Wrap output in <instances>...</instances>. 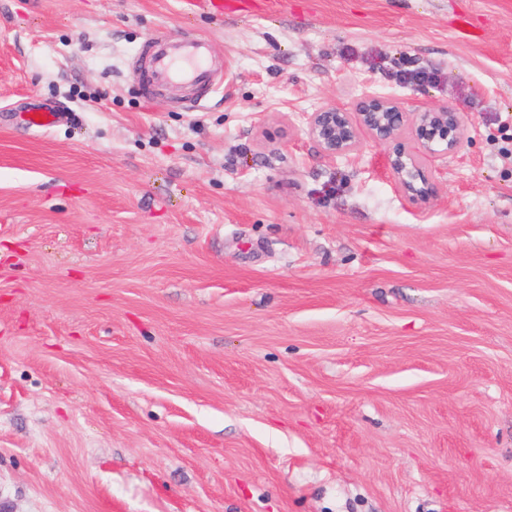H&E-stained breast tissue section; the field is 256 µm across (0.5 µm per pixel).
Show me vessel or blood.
<instances>
[{
    "mask_svg": "<svg viewBox=\"0 0 512 512\" xmlns=\"http://www.w3.org/2000/svg\"><path fill=\"white\" fill-rule=\"evenodd\" d=\"M211 47L207 39L194 35H174L167 28L155 29L145 40L139 75L144 98L172 89L189 90L183 108L192 109L207 101L222 87L210 67Z\"/></svg>",
    "mask_w": 512,
    "mask_h": 512,
    "instance_id": "b4317fda",
    "label": "vessel or blood"
}]
</instances>
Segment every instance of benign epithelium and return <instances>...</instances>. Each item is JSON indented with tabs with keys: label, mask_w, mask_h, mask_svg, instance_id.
Listing matches in <instances>:
<instances>
[{
	"label": "benign epithelium",
	"mask_w": 512,
	"mask_h": 512,
	"mask_svg": "<svg viewBox=\"0 0 512 512\" xmlns=\"http://www.w3.org/2000/svg\"><path fill=\"white\" fill-rule=\"evenodd\" d=\"M305 131L329 157L355 154L367 136L378 143L396 142L387 158L401 195L414 205L427 203L437 186L426 161L459 153L465 143L460 113L446 106L409 111L396 99L368 94L350 110L334 104L309 113Z\"/></svg>",
	"instance_id": "obj_1"
}]
</instances>
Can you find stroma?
<instances>
[{
	"label": "stroma",
	"instance_id": "stroma-1",
	"mask_svg": "<svg viewBox=\"0 0 512 512\" xmlns=\"http://www.w3.org/2000/svg\"><path fill=\"white\" fill-rule=\"evenodd\" d=\"M372 93L463 117L425 207L305 133ZM0 512H512V0H0ZM209 41L194 35H173L166 27L155 29L145 40L140 57V91L150 99L171 89L191 90L180 102L185 109L198 107L224 85L210 67Z\"/></svg>",
	"mask_w": 512,
	"mask_h": 512
}]
</instances>
